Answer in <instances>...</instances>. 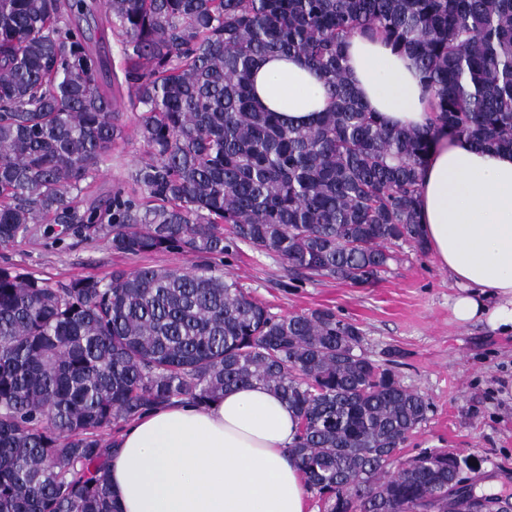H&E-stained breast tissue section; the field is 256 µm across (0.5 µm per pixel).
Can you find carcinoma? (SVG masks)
Wrapping results in <instances>:
<instances>
[{
	"label": "carcinoma",
	"mask_w": 512,
	"mask_h": 512,
	"mask_svg": "<svg viewBox=\"0 0 512 512\" xmlns=\"http://www.w3.org/2000/svg\"><path fill=\"white\" fill-rule=\"evenodd\" d=\"M147 159L86 206L122 136L102 90L86 0H0V245L34 225L105 235L112 251L208 259L240 244L294 277L373 285L407 242L426 249L421 176L445 130L512 150V0H109ZM412 56L430 125L391 129L349 80L345 47ZM319 72L308 126L253 95L270 55ZM329 309L277 315L229 272L115 268L52 285L0 268V512H119L103 431L188 399L262 385L299 419L291 452L325 512H462L467 460L398 453L431 404L362 350Z\"/></svg>",
	"instance_id": "carcinoma-1"
}]
</instances>
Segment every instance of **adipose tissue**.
Here are the masks:
<instances>
[{"mask_svg":"<svg viewBox=\"0 0 512 512\" xmlns=\"http://www.w3.org/2000/svg\"><path fill=\"white\" fill-rule=\"evenodd\" d=\"M349 77L389 127L421 128L426 95L414 59L377 37L352 36ZM262 105L296 125L328 106L303 62L270 57L256 70ZM426 246L455 288L457 321L512 333V151L440 135L424 169ZM298 420L266 387L225 391L207 406L177 400L125 424L108 460L120 512H308L305 476L289 447Z\"/></svg>","mask_w":512,"mask_h":512,"instance_id":"1","label":"adipose tissue"}]
</instances>
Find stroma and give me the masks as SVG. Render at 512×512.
<instances>
[{"mask_svg":"<svg viewBox=\"0 0 512 512\" xmlns=\"http://www.w3.org/2000/svg\"><path fill=\"white\" fill-rule=\"evenodd\" d=\"M140 112L124 110L125 140L92 183L102 196L132 187L145 159L137 136ZM372 286L358 288L329 278L296 282L276 257L247 245L212 258L216 269L234 274L272 313L329 309L356 323L365 354L387 364L401 383L432 405L428 418L409 437L401 459L445 449L469 463L463 477L477 486L497 481L512 495V335L483 322L457 323L449 307L454 289L448 272L432 258L403 243ZM192 257L159 252L141 257L115 254L104 237L64 233L60 241L45 233L0 246V266L55 283L78 276L105 277L114 267H190Z\"/></svg>","mask_w":512,"mask_h":512,"instance_id":"1","label":"stroma"}]
</instances>
